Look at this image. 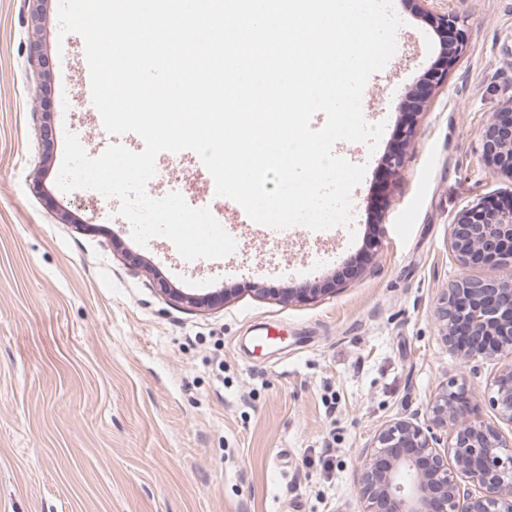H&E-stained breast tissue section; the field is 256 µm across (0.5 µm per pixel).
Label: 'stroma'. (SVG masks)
Instances as JSON below:
<instances>
[{"mask_svg": "<svg viewBox=\"0 0 512 512\" xmlns=\"http://www.w3.org/2000/svg\"><path fill=\"white\" fill-rule=\"evenodd\" d=\"M389 70L368 80L376 150L353 223L265 236L227 222L235 250L184 260L169 240L137 244L118 202L61 191L58 115L85 151L110 134L60 78L84 41L60 34L58 0H0V512H362L357 454L399 418L428 423L450 381L480 420L505 355L464 362L445 342L442 298L462 267L450 227L466 209L512 199V176L481 157V135L512 97V0H441L464 42L447 82L410 124L404 163L374 201L401 102L441 47L412 0ZM379 212H372L373 203ZM202 279L223 304L174 302ZM316 289L315 297L285 299Z\"/></svg>", "mask_w": 512, "mask_h": 512, "instance_id": "obj_1", "label": "stroma"}]
</instances>
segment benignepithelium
Segmentation results:
<instances>
[{
    "label": "benign epithelium",
    "mask_w": 512,
    "mask_h": 512,
    "mask_svg": "<svg viewBox=\"0 0 512 512\" xmlns=\"http://www.w3.org/2000/svg\"><path fill=\"white\" fill-rule=\"evenodd\" d=\"M428 18L447 39L461 38L453 13L428 11ZM457 46L445 48V62L428 75L429 86L448 80ZM482 157L512 174V101L493 113L482 135ZM450 246L464 266L512 269V205L479 203L452 225ZM176 302L213 306L224 292L195 297L164 289ZM448 336L465 331L470 343L451 350L471 360L503 352L512 354V273L508 277H462L448 289L440 310ZM489 399L499 416L512 424V363L501 370ZM429 425L422 428L399 419L375 434L362 449L360 497L363 512H512V441L470 411L465 388H443L428 405ZM449 430L445 443L436 433Z\"/></svg>",
    "instance_id": "benign-epithelium-1"
}]
</instances>
